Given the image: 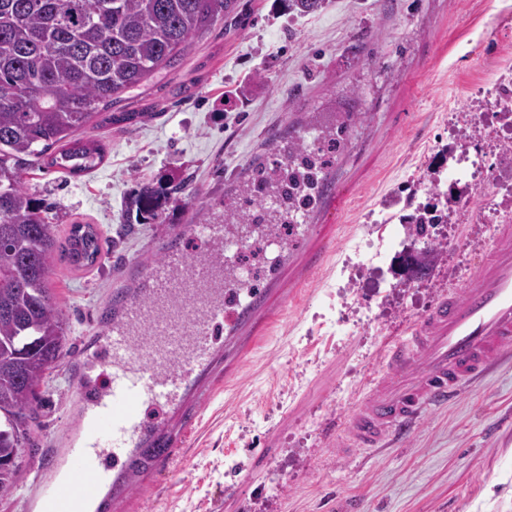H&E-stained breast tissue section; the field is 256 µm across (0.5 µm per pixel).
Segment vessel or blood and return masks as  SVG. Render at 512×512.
<instances>
[{
  "label": "vessel or blood",
  "instance_id": "b4317fda",
  "mask_svg": "<svg viewBox=\"0 0 512 512\" xmlns=\"http://www.w3.org/2000/svg\"><path fill=\"white\" fill-rule=\"evenodd\" d=\"M334 127L322 114L287 122L277 138L293 144L319 142ZM337 175L323 176L314 189L316 203L334 207ZM285 188L245 183L227 196L224 208L260 200L249 224H191L172 233L161 260L131 261L124 278L138 289L116 290L112 315L89 349L102 357L104 379L90 380L88 360L71 374L83 404L79 431L69 437L65 462L87 477L80 489L66 480L42 484L40 512H138L136 486L160 473L178 472L182 449L201 423L214 395L244 366L275 305H287L288 243L278 219ZM269 254L267 287L252 284L238 256L254 235ZM202 239L204 249L187 256L180 242ZM334 240L312 249L304 275L325 265ZM512 356V225H498L474 280L464 288L441 290L405 336L382 353L381 380L363 388L336 433L349 445L374 448L389 436L404 434L430 406H441L463 387L481 381ZM158 409L146 418V409Z\"/></svg>",
  "mask_w": 512,
  "mask_h": 512
}]
</instances>
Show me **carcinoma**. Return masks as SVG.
<instances>
[{
  "label": "carcinoma",
  "instance_id": "1",
  "mask_svg": "<svg viewBox=\"0 0 512 512\" xmlns=\"http://www.w3.org/2000/svg\"><path fill=\"white\" fill-rule=\"evenodd\" d=\"M233 0H0V493L14 485L33 402L65 355L68 322L48 285L56 252L84 266L100 254L77 224L59 248L45 206L24 186L28 158L66 142L49 165L95 169L101 149L72 130L128 90L175 65L190 42L228 16ZM306 16L327 0H284ZM184 185L139 183L137 211L158 217ZM441 216L419 207L407 232L429 237Z\"/></svg>",
  "mask_w": 512,
  "mask_h": 512
}]
</instances>
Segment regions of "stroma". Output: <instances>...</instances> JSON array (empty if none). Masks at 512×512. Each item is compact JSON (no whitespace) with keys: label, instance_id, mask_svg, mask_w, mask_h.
I'll return each instance as SVG.
<instances>
[{"label":"stroma","instance_id":"obj_1","mask_svg":"<svg viewBox=\"0 0 512 512\" xmlns=\"http://www.w3.org/2000/svg\"><path fill=\"white\" fill-rule=\"evenodd\" d=\"M235 13L195 38L179 67L125 96L144 112L130 128L95 115L77 138L102 144L104 162L71 176L39 165L24 185L49 207L58 242L73 225L102 238L95 263L54 259L55 303L68 321L65 362L50 370L32 441L0 512H37V477H51L83 405L68 361L102 331L117 272L161 253L163 238L196 212L223 211L253 164L283 177L272 133L309 112L348 125L339 202L318 212L336 241L327 267L295 282L287 311L206 410L177 474L155 478L143 512H512V364L427 411L401 446L342 454L325 436L361 387L379 375L390 338L429 308L441 287L465 284L491 242V224H439L431 273L407 280L399 258L420 250L401 200L433 204L432 170L448 164V111L489 83L512 55V0H329L296 16L279 0H236ZM184 182L157 223H138L139 182Z\"/></svg>","mask_w":512,"mask_h":512}]
</instances>
